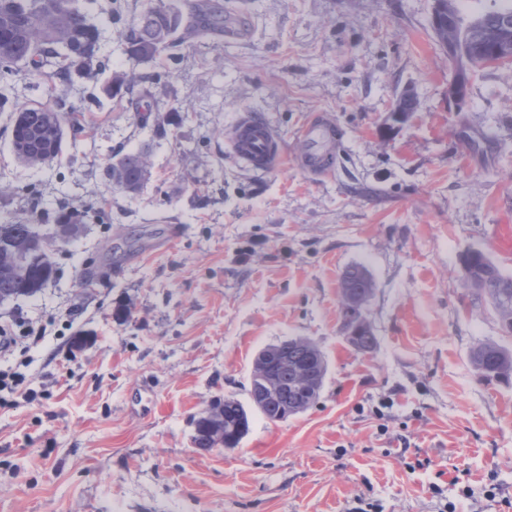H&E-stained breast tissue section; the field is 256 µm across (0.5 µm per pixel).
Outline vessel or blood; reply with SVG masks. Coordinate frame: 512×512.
Returning a JSON list of instances; mask_svg holds the SVG:
<instances>
[{"mask_svg":"<svg viewBox=\"0 0 512 512\" xmlns=\"http://www.w3.org/2000/svg\"><path fill=\"white\" fill-rule=\"evenodd\" d=\"M300 137L305 148L294 158L296 167L315 179L331 175L339 148L333 120L322 115L307 122L300 130ZM229 147L246 168L257 173L276 169L285 157L283 142L278 133L249 112L242 113L231 128Z\"/></svg>","mask_w":512,"mask_h":512,"instance_id":"obj_1","label":"vessel or blood"}]
</instances>
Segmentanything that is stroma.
<instances>
[{"label":"stroma","instance_id":"obj_1","mask_svg":"<svg viewBox=\"0 0 512 512\" xmlns=\"http://www.w3.org/2000/svg\"><path fill=\"white\" fill-rule=\"evenodd\" d=\"M153 2L80 0L108 67L16 83V103L85 114L62 164L22 167L0 112V186L14 188L0 219L87 212L54 253L56 278L0 304V325L44 331L0 356L35 392L0 391V512H347L359 496L381 512H440L448 500L512 512V378L482 380L470 361L485 340L512 351V335L460 282L470 249L512 275L497 236L512 230V63L474 77L463 105L449 101L432 0H242L244 39L214 35L178 60L141 63L120 36ZM132 69L169 71L156 94L178 127L157 134L135 98L106 94ZM408 87L419 106L400 121L391 106ZM244 112L291 157L301 127L330 115L333 175L251 173L224 137ZM143 148L151 174L138 194L105 182L114 155ZM106 240L119 258L110 281L81 287ZM352 265L375 283L366 354L340 305ZM79 335L90 342L77 350ZM296 336L328 362L316 404L276 423L252 412L237 448H193V418L218 397L247 401L255 355ZM463 473L466 498L452 483ZM491 480L500 497H486Z\"/></svg>","mask_w":512,"mask_h":512}]
</instances>
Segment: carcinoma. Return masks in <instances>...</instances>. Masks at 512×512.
I'll return each mask as SVG.
<instances>
[{"mask_svg":"<svg viewBox=\"0 0 512 512\" xmlns=\"http://www.w3.org/2000/svg\"><path fill=\"white\" fill-rule=\"evenodd\" d=\"M494 9L474 15L476 23L464 30L459 18L465 16L462 0H457V16L430 25L437 45L455 40L477 57L496 56L498 33L512 32V0H491ZM224 27V9L216 10L206 0H187L181 8L165 4L145 8L121 40L124 53L131 59L149 62L159 52L183 46L192 47L214 28ZM105 65L101 33L76 0H0V112L8 113L11 136L27 131L35 137L49 138L51 147L36 143L28 149L13 151L17 161L29 169H41L58 161L67 132L83 126L80 113L50 108L40 102L17 106L9 93L16 77L26 72L39 78H67L72 73L94 75ZM166 71L140 73L130 71L116 77L110 95L137 90L151 95L149 87L158 85ZM150 174V153L145 149L120 155L105 169L107 181L128 194L138 193ZM54 227L67 230L70 243L81 231L71 213H59ZM33 215L9 218L0 223V303L37 295L57 274L53 253L34 249L30 225ZM485 255L478 252L469 261L478 271L482 287L473 289L479 299L492 304L502 329L512 333V276H505ZM374 282L361 266L348 269L341 281L343 314L357 311L369 303ZM350 343L364 353L375 349L371 327L359 329ZM475 369L484 378L512 375V354L493 341L477 344L471 351ZM266 372L274 381L275 396L251 381L250 406L234 397L211 402L213 418L199 426L193 443L198 448H235L250 429V409L271 422L285 419V412L296 415L312 407L319 399L328 367L319 346L307 337L285 339L261 349L255 357L252 374Z\"/></svg>","mask_w":512,"mask_h":512,"instance_id":"1","label":"carcinoma"}]
</instances>
